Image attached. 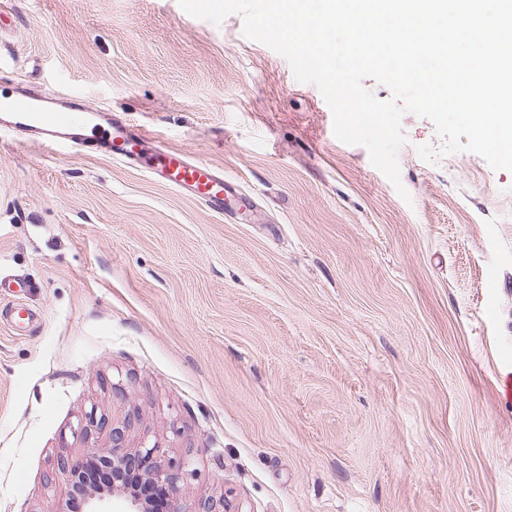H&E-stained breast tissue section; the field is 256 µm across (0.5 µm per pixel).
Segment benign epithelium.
Here are the masks:
<instances>
[{
  "mask_svg": "<svg viewBox=\"0 0 512 512\" xmlns=\"http://www.w3.org/2000/svg\"><path fill=\"white\" fill-rule=\"evenodd\" d=\"M97 406H92L89 413L81 419L73 430L77 438L87 448V452L107 458L112 465V492L106 494L98 490H89L85 493L86 512H105L102 504L106 497L114 496L120 492L125 497L129 506L128 512H153L150 501L140 495L126 481V469L130 468V458L134 457L139 463L138 474L140 477L156 488L162 490L167 499L168 512H185L182 500L188 486V478L194 476L195 470L187 460H175L167 457L165 449L154 444L142 445L131 449L127 443L125 431L119 427H113L109 431L111 443L109 450L98 446L95 433L102 430L105 418L97 416ZM81 460L62 458L58 461L57 471L65 488H71L72 482ZM198 512H233L232 505L224 498H207L200 502Z\"/></svg>",
  "mask_w": 512,
  "mask_h": 512,
  "instance_id": "obj_1",
  "label": "benign epithelium"
}]
</instances>
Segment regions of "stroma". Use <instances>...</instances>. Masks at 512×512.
I'll list each match as a JSON object with an SVG mask.
<instances>
[{"mask_svg":"<svg viewBox=\"0 0 512 512\" xmlns=\"http://www.w3.org/2000/svg\"><path fill=\"white\" fill-rule=\"evenodd\" d=\"M0 94L83 97L217 166L224 214L97 153L0 133V512L99 405L189 458L186 512H512V172L407 112L402 199L286 58L178 0H0Z\"/></svg>","mask_w":512,"mask_h":512,"instance_id":"1","label":"stroma"}]
</instances>
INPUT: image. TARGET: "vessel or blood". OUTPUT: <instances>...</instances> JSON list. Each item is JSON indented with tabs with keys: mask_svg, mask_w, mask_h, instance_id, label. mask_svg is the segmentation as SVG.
<instances>
[{
	"mask_svg": "<svg viewBox=\"0 0 512 512\" xmlns=\"http://www.w3.org/2000/svg\"><path fill=\"white\" fill-rule=\"evenodd\" d=\"M35 140L50 150L95 151L139 165L153 179L185 193L215 213L224 211L229 183L223 172L185 152L165 146L146 127L52 91L15 89L0 98V133Z\"/></svg>",
	"mask_w": 512,
	"mask_h": 512,
	"instance_id": "vessel-or-blood-1",
	"label": "vessel or blood"
}]
</instances>
